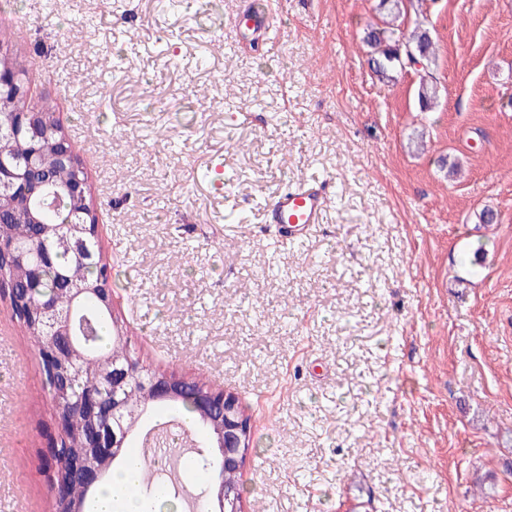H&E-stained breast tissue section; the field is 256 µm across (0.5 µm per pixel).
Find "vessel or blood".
I'll return each instance as SVG.
<instances>
[{
    "label": "vessel or blood",
    "instance_id": "b4317fda",
    "mask_svg": "<svg viewBox=\"0 0 512 512\" xmlns=\"http://www.w3.org/2000/svg\"><path fill=\"white\" fill-rule=\"evenodd\" d=\"M329 196V183L325 180L285 190L270 204L266 220L281 225L289 241H299L313 225L322 223Z\"/></svg>",
    "mask_w": 512,
    "mask_h": 512
}]
</instances>
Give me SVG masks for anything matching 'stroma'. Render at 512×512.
I'll return each instance as SVG.
<instances>
[{
    "label": "stroma",
    "mask_w": 512,
    "mask_h": 512,
    "mask_svg": "<svg viewBox=\"0 0 512 512\" xmlns=\"http://www.w3.org/2000/svg\"><path fill=\"white\" fill-rule=\"evenodd\" d=\"M258 2L0 0L88 173L114 314L144 365L238 397L246 512H512V0H412L428 112L417 71L370 68L378 0H269L272 40L235 37ZM325 179L294 247L265 208ZM54 425L0 296V512H52Z\"/></svg>",
    "instance_id": "35a3bbf8"
}]
</instances>
